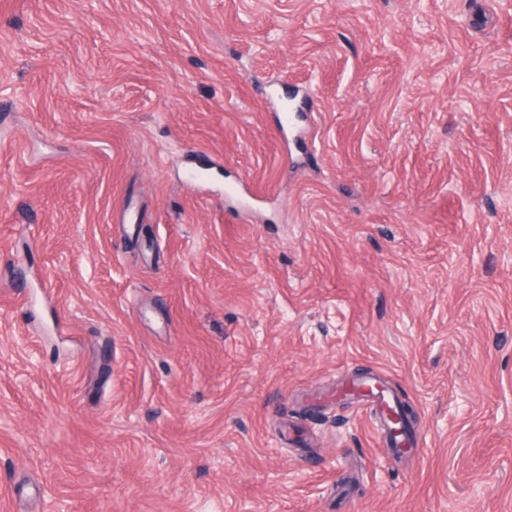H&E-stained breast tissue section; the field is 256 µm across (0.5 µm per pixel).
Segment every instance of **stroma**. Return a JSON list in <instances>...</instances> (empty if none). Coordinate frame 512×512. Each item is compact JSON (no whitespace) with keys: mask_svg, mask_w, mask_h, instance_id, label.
I'll return each instance as SVG.
<instances>
[{"mask_svg":"<svg viewBox=\"0 0 512 512\" xmlns=\"http://www.w3.org/2000/svg\"><path fill=\"white\" fill-rule=\"evenodd\" d=\"M0 512H512V0H0ZM356 390L362 397L364 405L367 406L372 412L378 414L381 419V431L384 435L386 443L391 448H397L398 453L411 452L413 448H417L418 444L409 430L403 431L398 435H391L389 432V422L386 419L387 413L396 408L390 394L380 379H370L361 383L357 389L354 385H349L341 390L339 393L342 395H354Z\"/></svg>","mask_w":512,"mask_h":512,"instance_id":"1","label":"stroma"}]
</instances>
